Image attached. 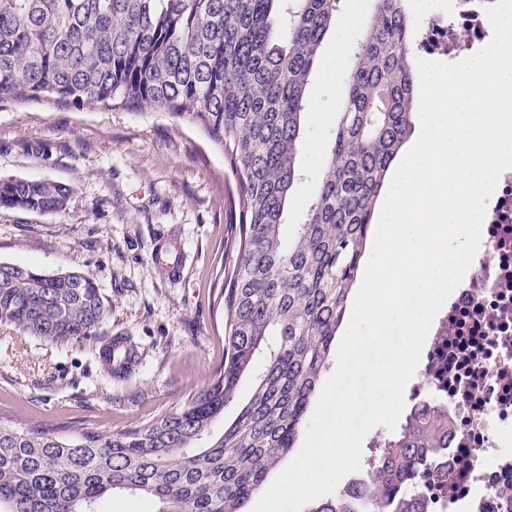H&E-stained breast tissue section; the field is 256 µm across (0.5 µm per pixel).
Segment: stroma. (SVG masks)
<instances>
[{"mask_svg":"<svg viewBox=\"0 0 512 512\" xmlns=\"http://www.w3.org/2000/svg\"><path fill=\"white\" fill-rule=\"evenodd\" d=\"M308 96L289 235L318 191L343 100L315 77ZM14 178L50 179L72 195L55 214L0 208V263L90 273L104 333L138 360L109 378L96 341L59 345L0 324V419L108 434L151 424L204 389L224 364L220 292L236 263L223 152L150 107L0 105V180Z\"/></svg>","mask_w":512,"mask_h":512,"instance_id":"stroma-1","label":"stroma"}]
</instances>
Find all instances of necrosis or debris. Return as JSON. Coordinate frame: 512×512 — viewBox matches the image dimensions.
I'll return each instance as SVG.
<instances>
[{"label": "necrosis or debris", "instance_id": "necrosis-or-debris-1", "mask_svg": "<svg viewBox=\"0 0 512 512\" xmlns=\"http://www.w3.org/2000/svg\"><path fill=\"white\" fill-rule=\"evenodd\" d=\"M491 0H448L414 37L419 53L459 61L485 45ZM448 410L452 437L440 461L401 494L425 512H512V170L490 206L485 236L445 303L405 391V414Z\"/></svg>", "mask_w": 512, "mask_h": 512}]
</instances>
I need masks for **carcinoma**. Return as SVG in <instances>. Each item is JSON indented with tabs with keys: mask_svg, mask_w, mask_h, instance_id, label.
<instances>
[{
	"mask_svg": "<svg viewBox=\"0 0 512 512\" xmlns=\"http://www.w3.org/2000/svg\"><path fill=\"white\" fill-rule=\"evenodd\" d=\"M351 53L344 101L317 195L284 239L299 180L307 89L340 0H0V104L146 106L199 128L236 176L238 264L224 283V367L178 410L107 436H69L0 422V512H112L117 494L151 512H242L290 453L357 283L375 205L415 128L414 25L405 0H373ZM51 180L0 181V208L65 210ZM107 310L84 272L45 274L0 263V324L48 341L98 339L112 358ZM261 368H256L258 357ZM246 376L254 388L224 431ZM448 410L417 412L374 477L309 512H417L397 495L448 448Z\"/></svg>",
	"mask_w": 512,
	"mask_h": 512,
	"instance_id": "1",
	"label": "carcinoma"
}]
</instances>
